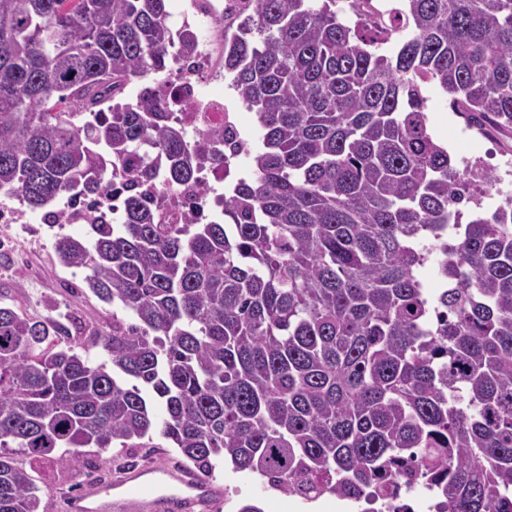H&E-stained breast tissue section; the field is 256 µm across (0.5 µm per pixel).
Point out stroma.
Here are the masks:
<instances>
[{
	"instance_id": "1",
	"label": "stroma",
	"mask_w": 512,
	"mask_h": 512,
	"mask_svg": "<svg viewBox=\"0 0 512 512\" xmlns=\"http://www.w3.org/2000/svg\"><path fill=\"white\" fill-rule=\"evenodd\" d=\"M429 130L448 149L458 166L480 160L498 182L484 201L485 211H493L512 198V137H486L466 127L462 118L448 108V97L438 87L426 85ZM26 224L0 223V303L15 305L34 316L75 314L86 329H106L112 324V307L92 293L74 296L72 286L84 283L80 269L62 267L53 252L58 234L83 237L84 224L56 226L41 221L40 212H32ZM86 461L91 473L77 472L55 465L29 468L39 489V512H64L66 497L82 488L87 479L104 480L118 476L119 464L132 461L138 466L180 465L184 459L175 448H89ZM213 479L224 495L214 512H238L241 505L253 504L261 512H289L288 498L270 487L258 475L233 471L231 465L216 471Z\"/></svg>"
}]
</instances>
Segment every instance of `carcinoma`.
Returning a JSON list of instances; mask_svg holds the SVG:
<instances>
[{
  "label": "carcinoma",
  "instance_id": "obj_1",
  "mask_svg": "<svg viewBox=\"0 0 512 512\" xmlns=\"http://www.w3.org/2000/svg\"><path fill=\"white\" fill-rule=\"evenodd\" d=\"M362 3L350 26L336 0H241L224 77L257 118L249 176L209 223L164 224L144 189L194 179L224 131L189 141L149 85L116 98L194 57L197 32L169 0H0V192L38 211L124 179L121 223L53 242L112 329L88 346L0 305V512H38L19 456L76 468L156 436L202 475L359 493L399 463L439 512H512V199L480 211L495 179L453 163L423 96L512 133V0L383 20Z\"/></svg>",
  "mask_w": 512,
  "mask_h": 512
}]
</instances>
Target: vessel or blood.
<instances>
[{
    "label": "vessel or blood",
    "instance_id": "obj_1",
    "mask_svg": "<svg viewBox=\"0 0 512 512\" xmlns=\"http://www.w3.org/2000/svg\"><path fill=\"white\" fill-rule=\"evenodd\" d=\"M221 489L208 477L155 466L94 483L70 497L68 512H212Z\"/></svg>",
    "mask_w": 512,
    "mask_h": 512
}]
</instances>
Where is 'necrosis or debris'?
Segmentation results:
<instances>
[{"label": "necrosis or debris", "mask_w": 512, "mask_h": 512, "mask_svg": "<svg viewBox=\"0 0 512 512\" xmlns=\"http://www.w3.org/2000/svg\"><path fill=\"white\" fill-rule=\"evenodd\" d=\"M225 10L223 0H208L206 34L198 43L191 65L175 75L153 81L157 93L173 101V118L188 138H196L206 129L219 128L224 132L223 141L215 145L224 159L204 165L198 184L160 185L151 189L152 204L169 224L208 222L224 208L225 184L239 178L247 169L253 139L244 132L243 114L225 101L223 95L213 93L206 71L222 49ZM122 194L121 186L117 185L90 200L68 202L57 210L47 211L41 221L85 224L102 213L108 220L116 221L120 218L116 205ZM382 481L383 489L372 497L364 493H333L338 512H437L439 500L433 487L421 476L392 467L384 471Z\"/></svg>", "instance_id": "1"}]
</instances>
